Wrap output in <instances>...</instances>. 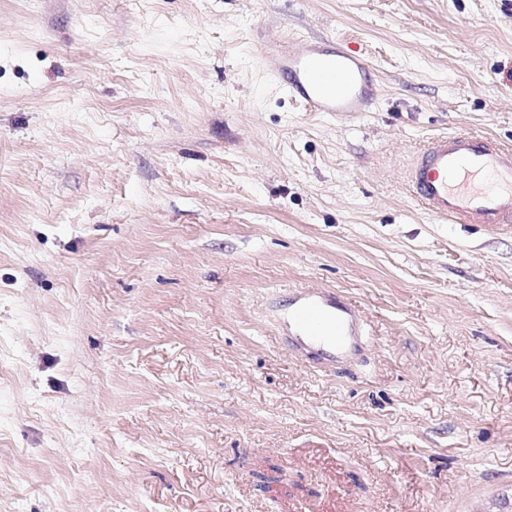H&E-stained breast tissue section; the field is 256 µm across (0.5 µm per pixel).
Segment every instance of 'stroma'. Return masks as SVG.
<instances>
[{
	"label": "stroma",
	"instance_id": "obj_1",
	"mask_svg": "<svg viewBox=\"0 0 512 512\" xmlns=\"http://www.w3.org/2000/svg\"><path fill=\"white\" fill-rule=\"evenodd\" d=\"M460 130L512 144V0H0V512H512V231L405 183ZM306 288L342 366L279 334ZM257 36L258 64L272 77L291 75L283 85L291 99L315 112L370 111L373 94L361 83L367 64L357 50L331 41H271L261 30ZM283 321L288 343L308 350L321 364L351 358L360 347L359 311L332 292L301 293L288 303Z\"/></svg>",
	"mask_w": 512,
	"mask_h": 512
}]
</instances>
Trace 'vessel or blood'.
I'll use <instances>...</instances> for the list:
<instances>
[{
    "mask_svg": "<svg viewBox=\"0 0 512 512\" xmlns=\"http://www.w3.org/2000/svg\"><path fill=\"white\" fill-rule=\"evenodd\" d=\"M257 61L293 100L317 112H366L374 98L361 83L366 62L358 51L331 41L257 39ZM408 185L433 215L492 226L512 223V148L480 133L432 139L413 163ZM289 343L322 364L351 358L360 347L358 311L344 297L310 291L283 316Z\"/></svg>",
    "mask_w": 512,
    "mask_h": 512,
    "instance_id": "vessel-or-blood-1",
    "label": "vessel or blood"
}]
</instances>
